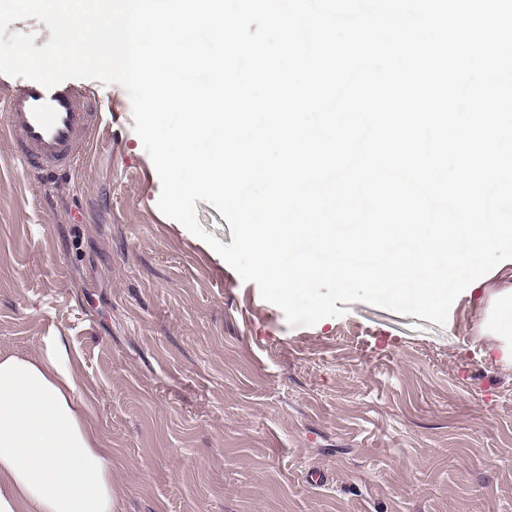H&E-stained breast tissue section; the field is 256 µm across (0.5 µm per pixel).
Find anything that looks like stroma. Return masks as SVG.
Masks as SVG:
<instances>
[{
  "instance_id": "stroma-1",
  "label": "stroma",
  "mask_w": 512,
  "mask_h": 512,
  "mask_svg": "<svg viewBox=\"0 0 512 512\" xmlns=\"http://www.w3.org/2000/svg\"><path fill=\"white\" fill-rule=\"evenodd\" d=\"M89 86L112 121L66 175L27 177L0 136V353L65 336L121 512H512L487 290L442 325L352 302L289 326L159 211L126 90Z\"/></svg>"
}]
</instances>
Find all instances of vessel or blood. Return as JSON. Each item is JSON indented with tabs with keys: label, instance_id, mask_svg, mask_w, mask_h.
I'll return each instance as SVG.
<instances>
[{
	"label": "vessel or blood",
	"instance_id": "1",
	"mask_svg": "<svg viewBox=\"0 0 512 512\" xmlns=\"http://www.w3.org/2000/svg\"><path fill=\"white\" fill-rule=\"evenodd\" d=\"M107 119L103 101L80 84L48 89L28 80L0 100V135L33 177L76 167Z\"/></svg>",
	"mask_w": 512,
	"mask_h": 512
}]
</instances>
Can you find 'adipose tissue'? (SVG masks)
<instances>
[{
    "mask_svg": "<svg viewBox=\"0 0 512 512\" xmlns=\"http://www.w3.org/2000/svg\"><path fill=\"white\" fill-rule=\"evenodd\" d=\"M64 336L0 356V512H117L102 448Z\"/></svg>",
    "mask_w": 512,
    "mask_h": 512,
    "instance_id": "ef3b65f1",
    "label": "adipose tissue"
}]
</instances>
